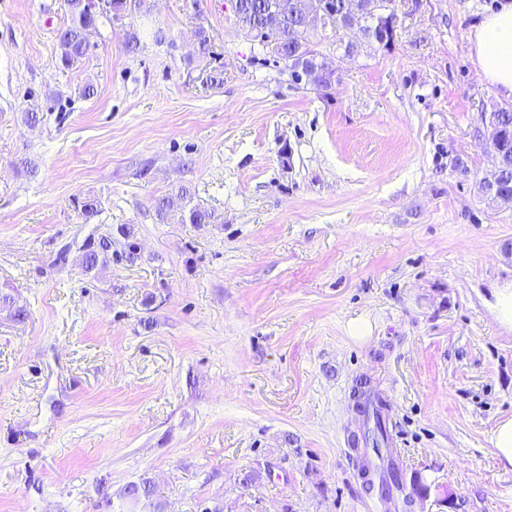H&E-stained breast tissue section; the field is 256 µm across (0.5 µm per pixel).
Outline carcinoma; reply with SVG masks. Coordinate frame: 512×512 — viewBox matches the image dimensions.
Masks as SVG:
<instances>
[{
    "mask_svg": "<svg viewBox=\"0 0 512 512\" xmlns=\"http://www.w3.org/2000/svg\"><path fill=\"white\" fill-rule=\"evenodd\" d=\"M93 0H68L71 11V24L58 35L60 62L68 68L88 55L90 44L85 38L86 28L95 27L102 19L110 20L127 9L126 0H109L110 13H98L92 9ZM270 0H238L236 21L249 36L258 40L262 50L280 55L284 52L293 62L291 75L299 78L305 72L313 74V84L329 88L323 72L332 71L321 50L310 40L311 25L306 23L310 6L324 3L321 25L324 28L343 31V37L336 40V63L351 56L360 41L378 39L381 11L390 0H361L357 13L348 15L350 0H293V8L283 14L269 6ZM492 140L496 152V163L491 176L483 179L481 186L495 190L504 200H512V105L499 106L494 113ZM118 248H113L114 244ZM85 272L91 273L113 262L135 263L139 258L138 242L133 226L123 224L117 228V236H104L99 240L88 241L83 248ZM374 425L364 435V440L372 444L377 455H382L388 432L386 423L378 414H373ZM401 488L400 470L387 469L382 477L380 493L387 496L393 489ZM125 498L151 512H163L161 503L154 500V487L147 478L129 483L125 488Z\"/></svg>",
    "mask_w": 512,
    "mask_h": 512,
    "instance_id": "carcinoma-1",
    "label": "carcinoma"
}]
</instances>
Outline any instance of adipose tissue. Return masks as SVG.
<instances>
[{"instance_id":"obj_1","label":"adipose tissue","mask_w":512,"mask_h":512,"mask_svg":"<svg viewBox=\"0 0 512 512\" xmlns=\"http://www.w3.org/2000/svg\"><path fill=\"white\" fill-rule=\"evenodd\" d=\"M476 65L483 78L512 99V0H503L470 34Z\"/></svg>"}]
</instances>
